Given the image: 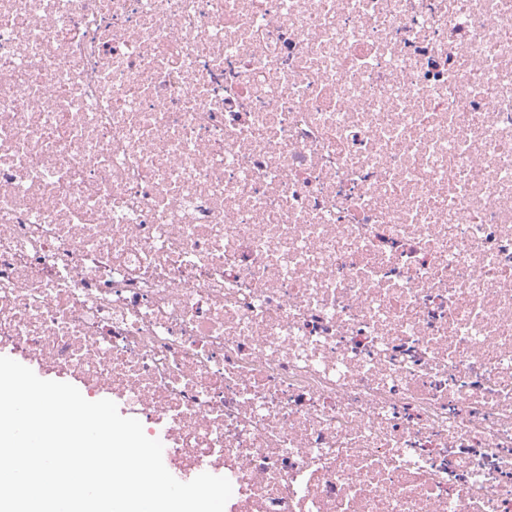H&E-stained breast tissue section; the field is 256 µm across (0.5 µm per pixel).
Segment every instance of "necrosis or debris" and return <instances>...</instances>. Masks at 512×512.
Returning a JSON list of instances; mask_svg holds the SVG:
<instances>
[{
  "instance_id": "obj_1",
  "label": "necrosis or debris",
  "mask_w": 512,
  "mask_h": 512,
  "mask_svg": "<svg viewBox=\"0 0 512 512\" xmlns=\"http://www.w3.org/2000/svg\"><path fill=\"white\" fill-rule=\"evenodd\" d=\"M0 349L225 512H512V0H0Z\"/></svg>"
}]
</instances>
